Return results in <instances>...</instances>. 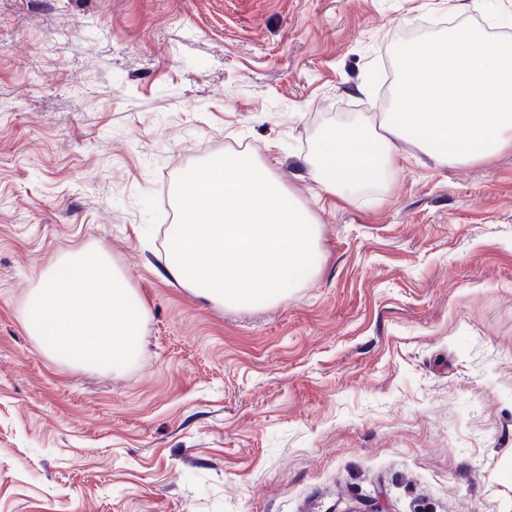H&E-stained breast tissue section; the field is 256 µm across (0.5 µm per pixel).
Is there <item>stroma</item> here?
I'll return each instance as SVG.
<instances>
[{
    "label": "stroma",
    "instance_id": "stroma-1",
    "mask_svg": "<svg viewBox=\"0 0 512 512\" xmlns=\"http://www.w3.org/2000/svg\"><path fill=\"white\" fill-rule=\"evenodd\" d=\"M512 31V0H0V512H512V149L314 192L331 124L387 111L404 19ZM251 153L318 221L288 300L227 309L166 270L174 188ZM100 247L137 359L45 356L27 291Z\"/></svg>",
    "mask_w": 512,
    "mask_h": 512
}]
</instances>
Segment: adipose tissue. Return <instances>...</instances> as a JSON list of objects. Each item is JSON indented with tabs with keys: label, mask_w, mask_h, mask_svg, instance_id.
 I'll return each mask as SVG.
<instances>
[{
	"label": "adipose tissue",
	"mask_w": 512,
	"mask_h": 512,
	"mask_svg": "<svg viewBox=\"0 0 512 512\" xmlns=\"http://www.w3.org/2000/svg\"><path fill=\"white\" fill-rule=\"evenodd\" d=\"M400 79L380 129L326 128L311 153L319 191L345 197L384 182L394 144L416 146L437 165L487 160L512 148V44L480 30L399 46Z\"/></svg>",
	"instance_id": "obj_1"
}]
</instances>
